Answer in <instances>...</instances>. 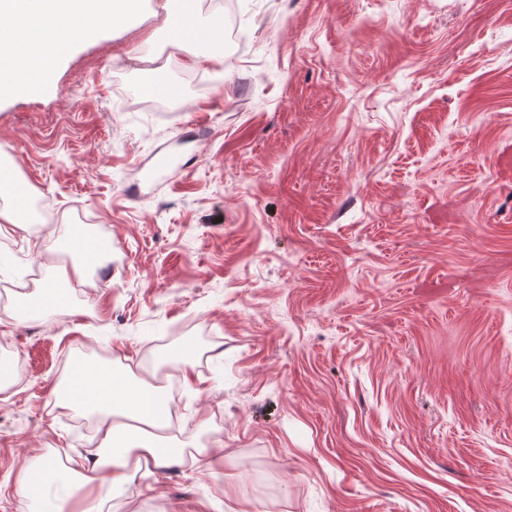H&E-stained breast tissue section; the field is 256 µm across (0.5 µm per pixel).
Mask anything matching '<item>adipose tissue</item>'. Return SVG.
Here are the masks:
<instances>
[{
	"mask_svg": "<svg viewBox=\"0 0 512 512\" xmlns=\"http://www.w3.org/2000/svg\"><path fill=\"white\" fill-rule=\"evenodd\" d=\"M140 0H42L39 15H31L25 0H0V24L8 25L15 53H32L42 42L55 40L69 47L77 35L71 22L101 13L116 26L138 13ZM71 266H43V305H55L61 286L70 279L88 278L103 257L88 237L69 241ZM56 398L101 418V442L91 457L61 464L53 452L34 458L17 476L20 495L29 512H102L136 475H149L184 462L185 444L166 436L168 413L163 392L138 378L127 365L77 362Z\"/></svg>",
	"mask_w": 512,
	"mask_h": 512,
	"instance_id": "1",
	"label": "adipose tissue"
}]
</instances>
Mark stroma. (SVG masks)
<instances>
[{
	"instance_id": "stroma-1",
	"label": "stroma",
	"mask_w": 512,
	"mask_h": 512,
	"mask_svg": "<svg viewBox=\"0 0 512 512\" xmlns=\"http://www.w3.org/2000/svg\"><path fill=\"white\" fill-rule=\"evenodd\" d=\"M239 4L223 61L143 0L0 101V167L50 216L0 223V512L28 459L90 455L54 396L76 360L177 353L179 438L224 461L135 477L118 512H512V0ZM88 226L111 269L29 313L24 276Z\"/></svg>"
}]
</instances>
